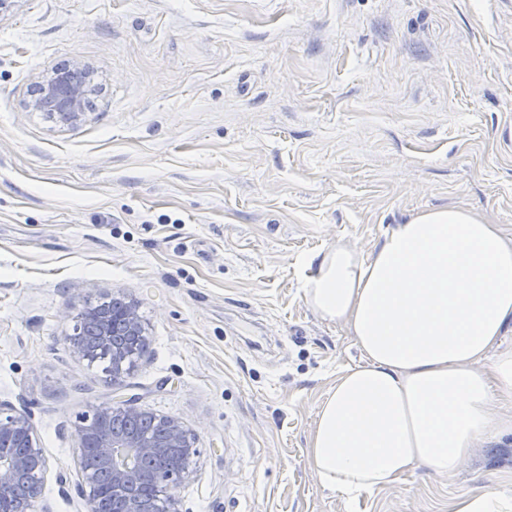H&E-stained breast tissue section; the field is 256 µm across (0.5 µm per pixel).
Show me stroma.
I'll list each match as a JSON object with an SVG mask.
<instances>
[{"mask_svg":"<svg viewBox=\"0 0 512 512\" xmlns=\"http://www.w3.org/2000/svg\"><path fill=\"white\" fill-rule=\"evenodd\" d=\"M91 64L85 122L26 109ZM460 207L512 231V0H22L0 20V406L49 460L39 512H84L78 427L126 393L197 437L182 512H452L512 498V436L351 501L308 458L359 349L303 264ZM136 301L113 381L73 310ZM512 502L495 487H486L479 493H464L457 497L453 512H510Z\"/></svg>","mask_w":512,"mask_h":512,"instance_id":"stroma-1","label":"stroma"}]
</instances>
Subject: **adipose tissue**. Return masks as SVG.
Here are the masks:
<instances>
[{"mask_svg": "<svg viewBox=\"0 0 512 512\" xmlns=\"http://www.w3.org/2000/svg\"><path fill=\"white\" fill-rule=\"evenodd\" d=\"M304 296L360 350L322 402L309 461L356 497L416 464L439 475L512 435V234L443 207L387 228L363 253L308 260Z\"/></svg>", "mask_w": 512, "mask_h": 512, "instance_id": "1", "label": "adipose tissue"}]
</instances>
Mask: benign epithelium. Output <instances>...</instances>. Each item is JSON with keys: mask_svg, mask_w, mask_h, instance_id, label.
<instances>
[{"mask_svg": "<svg viewBox=\"0 0 512 512\" xmlns=\"http://www.w3.org/2000/svg\"><path fill=\"white\" fill-rule=\"evenodd\" d=\"M93 69L74 62L34 81L27 107L47 112L59 122L75 125L84 120L89 99L97 93ZM111 306L108 301L86 305L77 313L78 325L98 332L95 349L112 360V379L130 370L131 342L145 329L132 301L124 302L119 319L124 340L108 329ZM144 412L140 398L131 394L94 410L100 423L93 436L97 466L81 467L79 494L85 512H178L173 489L190 479L198 451L195 434L182 421L169 417L162 422L163 438H149L112 429L116 413L135 417ZM23 441L22 452L0 459V512H35L41 498L48 460L30 418L21 413L0 417V440Z\"/></svg>", "mask_w": 512, "mask_h": 512, "instance_id": "obj_1", "label": "benign epithelium"}]
</instances>
